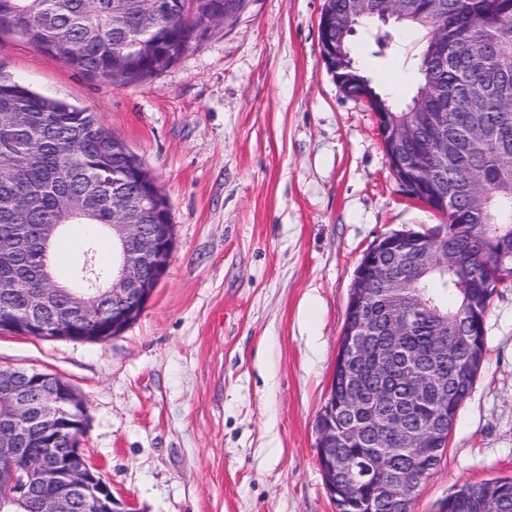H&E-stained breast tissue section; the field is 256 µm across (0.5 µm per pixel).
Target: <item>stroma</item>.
I'll list each match as a JSON object with an SVG mask.
<instances>
[{
    "mask_svg": "<svg viewBox=\"0 0 512 512\" xmlns=\"http://www.w3.org/2000/svg\"><path fill=\"white\" fill-rule=\"evenodd\" d=\"M324 0H248L157 75L121 85L0 34V71L95 113L167 195L176 250L141 316L104 342L0 333V367L85 400L81 448L133 512H336L317 461L355 269L381 236L443 223L394 178L374 112L321 58ZM357 65L409 102L422 34ZM512 478V280L486 355L410 512Z\"/></svg>",
    "mask_w": 512,
    "mask_h": 512,
    "instance_id": "1",
    "label": "stroma"
}]
</instances>
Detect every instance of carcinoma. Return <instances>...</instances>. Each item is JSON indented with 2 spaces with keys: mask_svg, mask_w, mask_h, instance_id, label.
<instances>
[{
  "mask_svg": "<svg viewBox=\"0 0 512 512\" xmlns=\"http://www.w3.org/2000/svg\"><path fill=\"white\" fill-rule=\"evenodd\" d=\"M441 21L448 24V56L429 58L433 23L411 21L423 32L418 63L419 86L411 103L390 111L395 125H418L411 154L422 164V177L439 193L453 190L442 237L422 267L407 266L396 281L370 279L362 309L380 319L371 341L385 344L386 318L401 309L408 330L396 338L402 367L423 349L445 344L448 336H468L474 321L485 324L503 271L512 270V69L500 59L512 54V12L499 14L494 0H442ZM246 0H0V32L10 31L34 49L66 66L119 84L142 81L184 54L206 36L211 24L232 20ZM374 55L392 50L394 39L383 29L369 31ZM448 142V160L438 152ZM142 160L115 138L92 112L42 97L0 71V238L16 237L30 225L71 224L63 206L66 195L93 198L96 205L83 224H95L100 238H87L73 263L37 245L18 254L27 270L24 286L0 291V326L26 314L29 295L40 285L38 274L49 261L80 269L91 260L106 281L112 266L101 259L112 244L109 225L118 205L144 203L145 224L172 223L166 195L145 178ZM74 332L107 336L112 321L97 309L70 326ZM470 346L448 349L435 364L448 382V404L431 395L417 408L420 418L441 414L453 419L470 394L477 370L467 372ZM385 404L368 401L354 416L336 414L341 451L352 463L354 498L346 512H366L383 481L394 471L415 480L438 466L444 449L427 457L395 444L399 429L388 424ZM21 490L28 512H40L43 492L0 483V496ZM447 512H512V479L473 486L464 484L444 499Z\"/></svg>",
  "mask_w": 512,
  "mask_h": 512,
  "instance_id": "cac0c4a2",
  "label": "carcinoma"
}]
</instances>
